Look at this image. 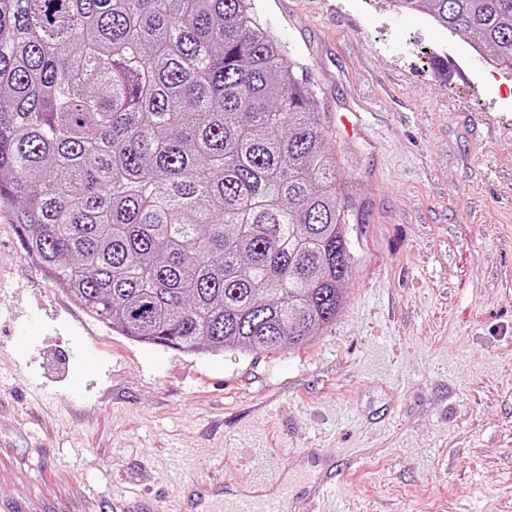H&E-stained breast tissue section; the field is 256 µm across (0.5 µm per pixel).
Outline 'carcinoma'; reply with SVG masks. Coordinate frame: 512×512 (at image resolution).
I'll return each mask as SVG.
<instances>
[{
  "mask_svg": "<svg viewBox=\"0 0 512 512\" xmlns=\"http://www.w3.org/2000/svg\"><path fill=\"white\" fill-rule=\"evenodd\" d=\"M512 70V0H395ZM253 0H0V210L89 317L181 352L295 350L356 209Z\"/></svg>",
  "mask_w": 512,
  "mask_h": 512,
  "instance_id": "carcinoma-1",
  "label": "carcinoma"
}]
</instances>
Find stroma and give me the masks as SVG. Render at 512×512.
<instances>
[{"mask_svg": "<svg viewBox=\"0 0 512 512\" xmlns=\"http://www.w3.org/2000/svg\"><path fill=\"white\" fill-rule=\"evenodd\" d=\"M386 0H254L306 67L361 210L335 321L293 352L185 354L88 317L0 212V512H103L229 468L343 467L324 512H512V84ZM30 327V348L12 338Z\"/></svg>", "mask_w": 512, "mask_h": 512, "instance_id": "35a3bbf8", "label": "stroma"}]
</instances>
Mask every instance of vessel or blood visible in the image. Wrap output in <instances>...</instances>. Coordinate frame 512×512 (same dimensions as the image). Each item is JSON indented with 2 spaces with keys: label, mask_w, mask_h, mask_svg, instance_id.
<instances>
[{
  "label": "vessel or blood",
  "mask_w": 512,
  "mask_h": 512,
  "mask_svg": "<svg viewBox=\"0 0 512 512\" xmlns=\"http://www.w3.org/2000/svg\"><path fill=\"white\" fill-rule=\"evenodd\" d=\"M338 475L334 468L322 470L301 491L291 493L293 512H320L321 503L336 488ZM233 476L222 471L205 482L189 481L180 512H280L287 486L257 483L242 491H234Z\"/></svg>",
  "instance_id": "vessel-or-blood-1"
}]
</instances>
